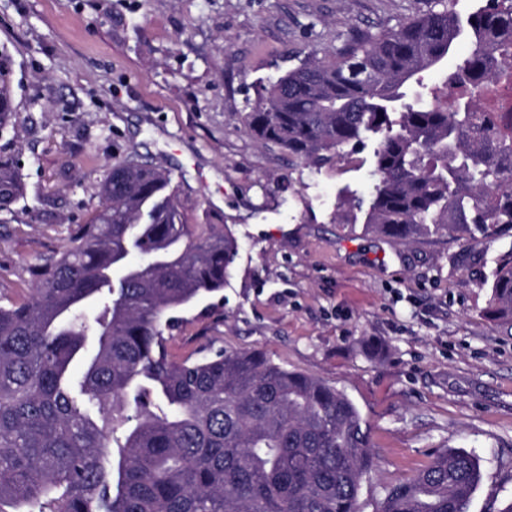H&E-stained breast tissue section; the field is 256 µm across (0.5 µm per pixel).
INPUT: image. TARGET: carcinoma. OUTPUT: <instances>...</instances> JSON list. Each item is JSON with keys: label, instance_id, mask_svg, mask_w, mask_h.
I'll return each instance as SVG.
<instances>
[{"label": "carcinoma", "instance_id": "obj_1", "mask_svg": "<svg viewBox=\"0 0 512 512\" xmlns=\"http://www.w3.org/2000/svg\"><path fill=\"white\" fill-rule=\"evenodd\" d=\"M434 4L259 86L243 123L314 162L377 135L368 230L490 246L512 235V0L468 16L459 56L461 21ZM432 69L429 101L398 105ZM15 115L0 56V134ZM168 184L159 166L112 163L75 245L32 269L28 299L0 303V512H360L374 457L342 390L258 350L168 352L174 313L221 292L238 253L222 226L184 223ZM21 194L0 158V211ZM487 314L512 326V260ZM480 478L442 448L379 512H468Z\"/></svg>", "mask_w": 512, "mask_h": 512}]
</instances>
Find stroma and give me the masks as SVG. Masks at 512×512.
I'll use <instances>...</instances> for the list:
<instances>
[{
  "label": "stroma",
  "instance_id": "obj_1",
  "mask_svg": "<svg viewBox=\"0 0 512 512\" xmlns=\"http://www.w3.org/2000/svg\"><path fill=\"white\" fill-rule=\"evenodd\" d=\"M430 0H0V53L17 116L0 156L23 194L0 214V300L31 294L33 266L73 245L109 164L166 169L189 224H222L238 255L223 292L179 311L178 358L264 350L344 391L375 466L360 512L440 448L475 456L469 512L512 502V326L486 313L512 250L365 233L375 141L312 162L254 140L257 86L343 40L425 13Z\"/></svg>",
  "mask_w": 512,
  "mask_h": 512
}]
</instances>
